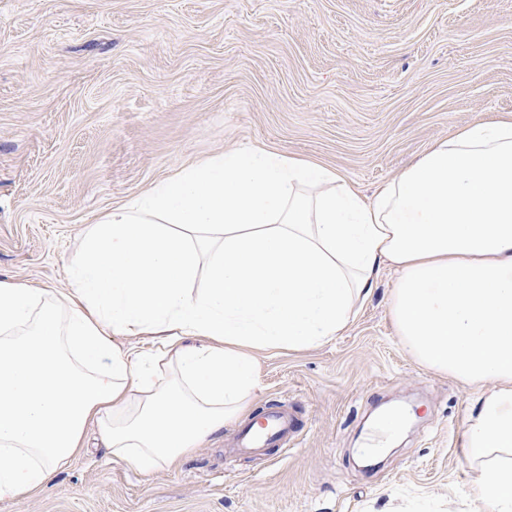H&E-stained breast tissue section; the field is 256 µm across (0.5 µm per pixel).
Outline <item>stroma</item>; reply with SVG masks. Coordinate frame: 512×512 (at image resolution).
<instances>
[{"label":"stroma","instance_id":"1","mask_svg":"<svg viewBox=\"0 0 512 512\" xmlns=\"http://www.w3.org/2000/svg\"><path fill=\"white\" fill-rule=\"evenodd\" d=\"M512 115V0H0V281L70 288L82 231L183 167L262 148L366 196L434 142ZM397 275L329 343L257 349L287 456H236L238 423L140 475L84 452L0 512H468L483 479L462 445L477 389L421 366L390 315ZM408 420L374 470L372 413Z\"/></svg>","mask_w":512,"mask_h":512}]
</instances>
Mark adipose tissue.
<instances>
[{
    "instance_id": "1",
    "label": "adipose tissue",
    "mask_w": 512,
    "mask_h": 512,
    "mask_svg": "<svg viewBox=\"0 0 512 512\" xmlns=\"http://www.w3.org/2000/svg\"><path fill=\"white\" fill-rule=\"evenodd\" d=\"M383 265L402 345L480 389L463 430L486 474L473 498L512 512L510 120L436 141L370 200L304 159L213 156L87 225L66 295L0 281V501L92 438L145 475L178 464L247 413L253 350L341 335ZM130 335L158 347L113 342Z\"/></svg>"
}]
</instances>
